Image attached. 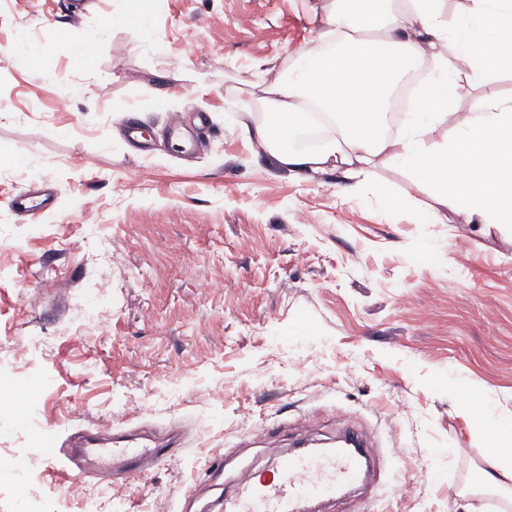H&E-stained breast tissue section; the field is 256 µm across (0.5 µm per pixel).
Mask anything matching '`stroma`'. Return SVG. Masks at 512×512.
<instances>
[{
	"label": "stroma",
	"instance_id": "obj_1",
	"mask_svg": "<svg viewBox=\"0 0 512 512\" xmlns=\"http://www.w3.org/2000/svg\"><path fill=\"white\" fill-rule=\"evenodd\" d=\"M327 2L237 0V23L224 0H0V371L43 384L0 397V461L22 465L0 471V512L29 495L45 512H212L240 471L266 473L275 448L255 430L284 449L306 421L318 442L353 424L401 449L368 512H512L459 412L491 399L512 420V232L418 223L241 135L246 91L318 45ZM171 112L210 118L192 156ZM41 181L54 198L33 221L9 199ZM30 415L64 435L144 420L184 442L144 475L73 481Z\"/></svg>",
	"mask_w": 512,
	"mask_h": 512
}]
</instances>
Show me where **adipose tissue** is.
Listing matches in <instances>:
<instances>
[{
  "label": "adipose tissue",
  "mask_w": 512,
  "mask_h": 512,
  "mask_svg": "<svg viewBox=\"0 0 512 512\" xmlns=\"http://www.w3.org/2000/svg\"><path fill=\"white\" fill-rule=\"evenodd\" d=\"M447 16V0H331L319 18L321 49L262 80L260 117L244 123L246 138L288 173L337 169L400 208L406 197L373 177L377 163H393L430 189L433 221L453 211L471 224L512 228V98L482 100L463 125L448 126L465 88L512 68V0H472L453 28ZM456 56L469 60L467 72ZM314 112L333 132L315 149H296ZM460 411L490 444L498 483L512 482V422L488 404Z\"/></svg>",
  "instance_id": "1"
}]
</instances>
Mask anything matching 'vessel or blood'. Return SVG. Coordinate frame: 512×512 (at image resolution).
Returning <instances> with one entry per match:
<instances>
[{"label":"vessel or blood","instance_id":"vessel-or-blood-1","mask_svg":"<svg viewBox=\"0 0 512 512\" xmlns=\"http://www.w3.org/2000/svg\"><path fill=\"white\" fill-rule=\"evenodd\" d=\"M342 447L315 451L298 446L274 457L269 476L242 472L235 489L219 504V512H286L335 499L341 488L373 485L374 466L361 436L344 434ZM49 462L73 478L135 476L163 459L162 446L135 447L111 440L109 434L77 431L64 440L45 443Z\"/></svg>","mask_w":512,"mask_h":512}]
</instances>
